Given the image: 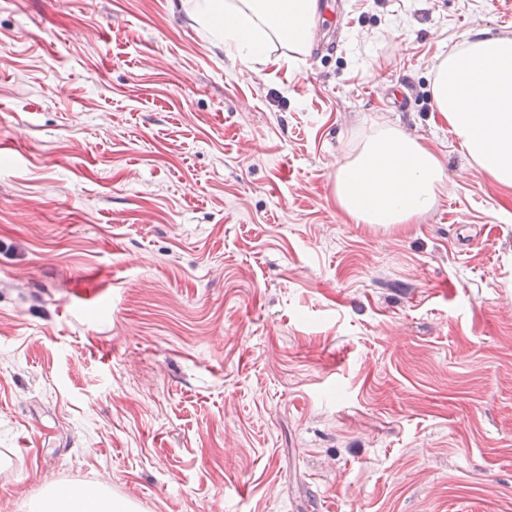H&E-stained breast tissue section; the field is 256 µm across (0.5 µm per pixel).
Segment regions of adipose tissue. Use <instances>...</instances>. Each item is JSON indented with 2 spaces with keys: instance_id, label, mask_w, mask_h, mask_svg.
I'll return each instance as SVG.
<instances>
[{
  "instance_id": "obj_1",
  "label": "adipose tissue",
  "mask_w": 512,
  "mask_h": 512,
  "mask_svg": "<svg viewBox=\"0 0 512 512\" xmlns=\"http://www.w3.org/2000/svg\"><path fill=\"white\" fill-rule=\"evenodd\" d=\"M190 23L210 34L212 50L244 67L294 61L312 43L319 0H181ZM437 112L477 169L512 189V31L477 28L433 69ZM444 188L438 156L421 140L381 124L339 163V207L359 224L386 229L412 223ZM26 512H130L100 494L30 500Z\"/></svg>"
}]
</instances>
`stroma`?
I'll list each match as a JSON object with an SVG mask.
<instances>
[{
    "label": "stroma",
    "mask_w": 512,
    "mask_h": 512,
    "mask_svg": "<svg viewBox=\"0 0 512 512\" xmlns=\"http://www.w3.org/2000/svg\"><path fill=\"white\" fill-rule=\"evenodd\" d=\"M478 27L512 0H323L241 72L179 0H0V512H512V189L431 92ZM380 122L446 185L390 230L334 192ZM54 484L47 485L46 494L26 504L27 512H129L130 502H109L100 494H89L77 498L55 497L52 493Z\"/></svg>",
    "instance_id": "obj_1"
}]
</instances>
